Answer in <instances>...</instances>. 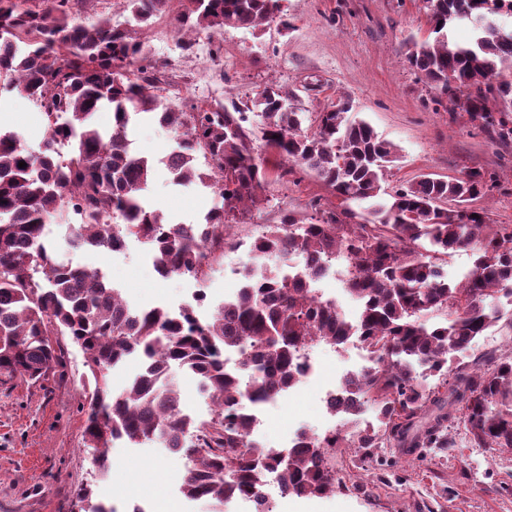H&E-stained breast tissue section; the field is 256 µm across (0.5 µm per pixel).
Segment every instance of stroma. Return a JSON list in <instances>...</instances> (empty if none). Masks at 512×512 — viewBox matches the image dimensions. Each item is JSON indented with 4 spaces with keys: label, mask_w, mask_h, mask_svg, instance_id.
<instances>
[{
    "label": "stroma",
    "mask_w": 512,
    "mask_h": 512,
    "mask_svg": "<svg viewBox=\"0 0 512 512\" xmlns=\"http://www.w3.org/2000/svg\"><path fill=\"white\" fill-rule=\"evenodd\" d=\"M283 6L292 29L273 25L260 32L203 33L191 51L182 49L172 15L157 18L141 37L150 56L164 64L167 96L176 103L242 106L275 81L296 93L310 114L304 122L308 129L313 113L350 99L354 118L367 121L398 149L385 190L426 174L448 178L477 169L494 185L476 207L488 211L491 223L512 225V146L495 144L482 122L436 103V91L402 59L405 38L434 37L423 0H283ZM0 107L18 112L13 131L30 149H38L43 113L14 92L0 95ZM133 140L137 154L156 162L148 203L171 222H203L216 197L201 185L173 183L162 163L175 146L173 132L154 116L142 115ZM263 196L235 226L223 257L210 263L200 282L159 277L148 247L137 242L123 253L74 250L67 244L70 228L57 222L46 226L45 238L61 259L100 270L133 307L175 311L191 304L200 289L206 300L198 312L207 317L239 288L237 270L274 266V259L253 258L249 244L276 222L279 210L317 219L347 207L302 164L290 165L284 177L271 172ZM65 349L63 368L46 379L0 376V512H79L77 491L85 484L91 485L94 500L114 512H130L139 500L149 501L152 512H211L210 503L187 499L180 491L190 461L158 443H115L108 476L96 472L95 450L84 439L88 369L77 345ZM314 357V377L266 408L252 440L282 449L298 432L318 436L335 424L352 431L347 416L326 413L320 394L354 366L355 350L320 343ZM448 442L445 448L332 449L335 490L289 496L283 512H512V451L472 447L459 422L449 427Z\"/></svg>",
    "instance_id": "35a3bbf8"
}]
</instances>
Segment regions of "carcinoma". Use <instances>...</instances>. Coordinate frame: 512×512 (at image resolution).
<instances>
[{"instance_id": "carcinoma-1", "label": "carcinoma", "mask_w": 512, "mask_h": 512, "mask_svg": "<svg viewBox=\"0 0 512 512\" xmlns=\"http://www.w3.org/2000/svg\"><path fill=\"white\" fill-rule=\"evenodd\" d=\"M169 2L124 0L125 22L106 16L88 25L73 16V0H0V89L24 96L46 117L37 151L18 133L0 130V375L40 380L64 365V340L77 344L94 381L84 436L95 448L96 469L109 470L117 439L158 441L193 461L181 491L194 500H260L270 474L288 493L326 495L336 488L326 449L446 448L455 420L474 446L512 451V352L463 361L475 339L501 320L494 301L512 300V225L490 224L484 210L469 206L487 194L485 174L424 176L377 202L397 149L366 122L349 120L345 99L318 113L311 132L302 128L295 94L274 82L244 110L193 104L184 111L163 95L161 65L139 36ZM503 2L425 0L437 37L406 39L402 55L448 98L450 111L481 119L492 141L507 145L512 110L501 101L512 99V29L486 18L503 11ZM178 3L185 50L203 32L263 30L273 22L292 28L280 0ZM461 19L472 22V38L451 44L448 27ZM104 109L112 112L109 130L91 123ZM247 110L262 118L256 131L244 126ZM141 114L157 115L176 133V155L162 159L174 182L214 189L219 202L204 217L214 227L210 236L189 238L184 225L145 203L154 165L129 139ZM255 138L277 164L307 166L360 211L347 208L323 222L283 212L251 243L256 257L273 256L280 268L255 273L207 320L187 307L177 314L134 311L98 272L57 260L43 240L51 219L71 215L78 219L74 247L112 250L135 237L152 245L162 274L201 275L207 249L262 200L270 160L255 153ZM458 251L473 255V267L451 283L442 261ZM338 255L349 264L344 289L361 306L354 325L336 304L316 301L304 283ZM295 256L307 267L303 280L281 273ZM350 335L361 337L376 366L348 393L356 405L376 409L381 432L303 434L284 453L249 441L243 401L277 398L299 379L302 351L319 342L336 346ZM244 346L251 354L239 370L229 369L226 354ZM132 355L141 359L140 370L115 395L109 372ZM416 364L442 383H424ZM173 366L208 391L210 420L198 424L180 408L168 382ZM191 428L195 442L185 440Z\"/></svg>"}]
</instances>
